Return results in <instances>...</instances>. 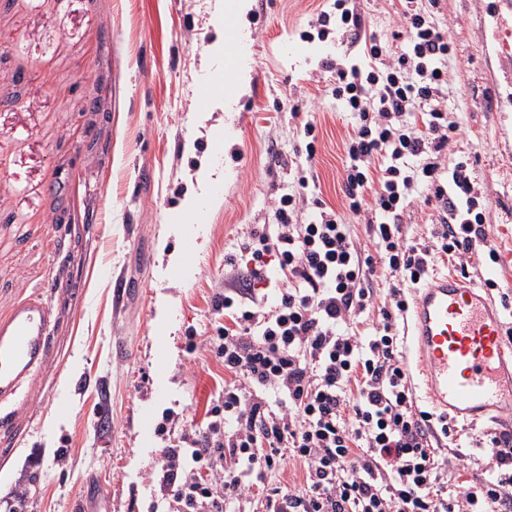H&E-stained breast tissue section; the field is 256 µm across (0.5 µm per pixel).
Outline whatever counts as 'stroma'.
I'll return each instance as SVG.
<instances>
[{"mask_svg":"<svg viewBox=\"0 0 512 512\" xmlns=\"http://www.w3.org/2000/svg\"><path fill=\"white\" fill-rule=\"evenodd\" d=\"M332 9L333 0H252L238 36L250 85L227 112L201 98L226 68L211 50L231 25L216 0H0V323L39 292L53 310L47 357L0 401L12 417L0 428V512L16 502L19 512H69L91 477L109 512H160L152 461L180 430L205 427L229 379L207 343L224 322L215 299L241 282L226 259L274 224L275 201L300 174L370 249L362 217L343 209L355 119L320 66L362 57L338 32L317 38L318 13ZM433 9L455 48L445 106L459 131L442 165L468 159L499 254L475 252L464 266L475 284L496 281L489 294L512 333V0ZM359 10L362 34L386 38L401 5L360 0ZM309 119L318 141L305 171ZM205 164L225 172L222 195L203 209L207 244L185 272H167L183 242L167 215ZM441 222L421 197L402 217L407 237L426 243ZM103 265L127 283L124 299L99 275ZM450 428L436 454L454 494L484 480L477 438L495 426Z\"/></svg>","mask_w":512,"mask_h":512,"instance_id":"35a3bbf8","label":"stroma"}]
</instances>
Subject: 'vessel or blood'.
<instances>
[{
  "label": "vessel or blood",
  "mask_w": 512,
  "mask_h": 512,
  "mask_svg": "<svg viewBox=\"0 0 512 512\" xmlns=\"http://www.w3.org/2000/svg\"><path fill=\"white\" fill-rule=\"evenodd\" d=\"M49 310L42 298L0 326V399L14 396L42 362ZM406 357L435 409L474 423L512 407V341L486 289L454 272L418 289L407 324Z\"/></svg>",
  "instance_id": "vessel-or-blood-1"
}]
</instances>
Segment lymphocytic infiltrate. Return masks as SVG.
<instances>
[{"mask_svg":"<svg viewBox=\"0 0 512 512\" xmlns=\"http://www.w3.org/2000/svg\"><path fill=\"white\" fill-rule=\"evenodd\" d=\"M335 9L320 13L319 25L363 43L366 58L323 64L357 120L345 143L344 206L363 215L376 252H362L320 198L300 222L307 176L280 196L273 232H253L228 259L248 288L214 304L230 323L209 343L233 380L211 400L204 428L160 449L153 490L174 512H235L254 488L265 512H512V436L487 435L489 480L444 492L430 415L414 405L393 332L404 284L423 281L438 255L498 257L467 162L447 173L437 161L456 131L443 110L454 46L414 0H401L402 27L387 40L361 37L357 0H336ZM399 39L405 46L393 51ZM422 189L452 218L433 245L409 241L401 224ZM379 265L400 284L363 338L350 323L372 307ZM273 275L283 287L266 309L254 287ZM291 459L304 469L300 489L269 486L268 475Z\"/></svg>","mask_w":512,"mask_h":512,"instance_id":"1","label":"lymphocytic infiltrate"}]
</instances>
